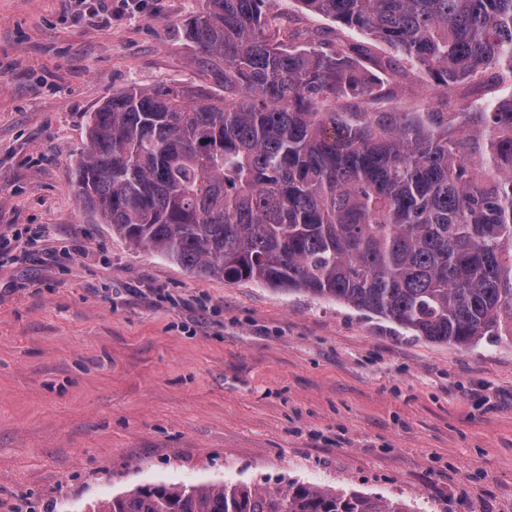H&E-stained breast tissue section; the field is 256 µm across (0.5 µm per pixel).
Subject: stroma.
I'll return each instance as SVG.
<instances>
[{"instance_id":"obj_1","label":"stroma","mask_w":512,"mask_h":512,"mask_svg":"<svg viewBox=\"0 0 512 512\" xmlns=\"http://www.w3.org/2000/svg\"><path fill=\"white\" fill-rule=\"evenodd\" d=\"M0 0V512H87L149 484L293 482L413 512H512V341L461 349L341 302L200 276L72 191L130 84L219 90L182 24ZM373 112H440L428 80Z\"/></svg>"}]
</instances>
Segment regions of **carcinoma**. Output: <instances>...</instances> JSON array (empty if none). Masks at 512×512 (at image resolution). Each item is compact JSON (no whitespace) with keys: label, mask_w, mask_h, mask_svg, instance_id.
Here are the masks:
<instances>
[{"label":"carcinoma","mask_w":512,"mask_h":512,"mask_svg":"<svg viewBox=\"0 0 512 512\" xmlns=\"http://www.w3.org/2000/svg\"><path fill=\"white\" fill-rule=\"evenodd\" d=\"M204 0L184 33L224 94L133 83L91 113L72 190L132 245L228 282L335 300L428 341L512 336V0ZM385 44L380 59L355 35ZM455 111L371 112L363 64ZM89 512H409L304 483L147 485ZM270 1V4H269V8L272 10V11H276V12H288V9H292V10H296V14L295 15H298L300 16V18L302 19V23L300 24V26L303 28V29H308V30H320L324 27H329L332 25V23L328 20H325L323 18H320V17H315V16H304L302 15L300 12H297V8L295 7V3L293 2V0H269ZM293 14V15H294Z\"/></svg>","instance_id":"1"}]
</instances>
